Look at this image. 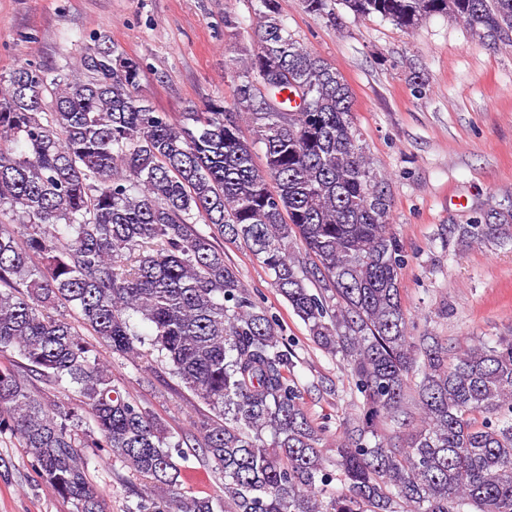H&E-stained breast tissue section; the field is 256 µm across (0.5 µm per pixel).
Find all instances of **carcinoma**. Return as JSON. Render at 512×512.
I'll use <instances>...</instances> for the list:
<instances>
[{
    "instance_id": "obj_1",
    "label": "carcinoma",
    "mask_w": 512,
    "mask_h": 512,
    "mask_svg": "<svg viewBox=\"0 0 512 512\" xmlns=\"http://www.w3.org/2000/svg\"><path fill=\"white\" fill-rule=\"evenodd\" d=\"M255 2L257 48L231 60L232 103L178 121L140 94L142 63L101 37L53 77L26 64L0 78V209L15 216L0 223V439L26 449L74 512H105L89 448L145 482L126 512H512V336L452 352L411 335L405 255L350 87L295 40L278 0ZM303 4L335 26L340 4L410 32L446 15L512 48V0ZM450 232L467 246L512 240V212L489 208ZM226 240L249 248L314 343L351 367L361 413L331 457L294 352L224 260ZM88 335L122 357L155 354L212 416L168 430ZM63 383L65 402L53 394ZM384 420L396 430L380 437ZM188 448L223 474V495L182 491Z\"/></svg>"
}]
</instances>
